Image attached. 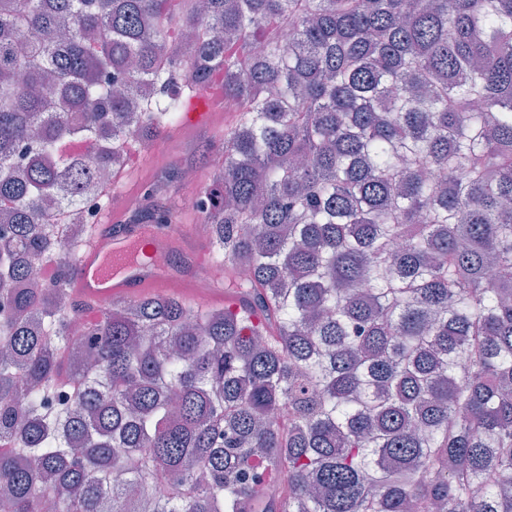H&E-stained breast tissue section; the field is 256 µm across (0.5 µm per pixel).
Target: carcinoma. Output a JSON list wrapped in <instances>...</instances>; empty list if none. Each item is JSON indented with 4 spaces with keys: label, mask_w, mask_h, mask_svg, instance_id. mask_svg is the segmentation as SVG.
<instances>
[{
    "label": "carcinoma",
    "mask_w": 512,
    "mask_h": 512,
    "mask_svg": "<svg viewBox=\"0 0 512 512\" xmlns=\"http://www.w3.org/2000/svg\"><path fill=\"white\" fill-rule=\"evenodd\" d=\"M217 73L224 304L74 356L50 209ZM1 202L8 512H512V0H0Z\"/></svg>",
    "instance_id": "1"
}]
</instances>
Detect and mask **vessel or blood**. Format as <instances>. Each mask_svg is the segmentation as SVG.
I'll return each mask as SVG.
<instances>
[{"instance_id":"obj_1","label":"vessel or blood","mask_w":512,"mask_h":512,"mask_svg":"<svg viewBox=\"0 0 512 512\" xmlns=\"http://www.w3.org/2000/svg\"><path fill=\"white\" fill-rule=\"evenodd\" d=\"M218 103L208 88L190 89L176 131L184 133L210 124ZM122 213L121 206H113L105 224L76 256L74 291L86 315L94 318L114 302L136 301L152 293L195 296L191 278L159 272L147 261L155 251L171 249L173 233L123 225Z\"/></svg>"}]
</instances>
